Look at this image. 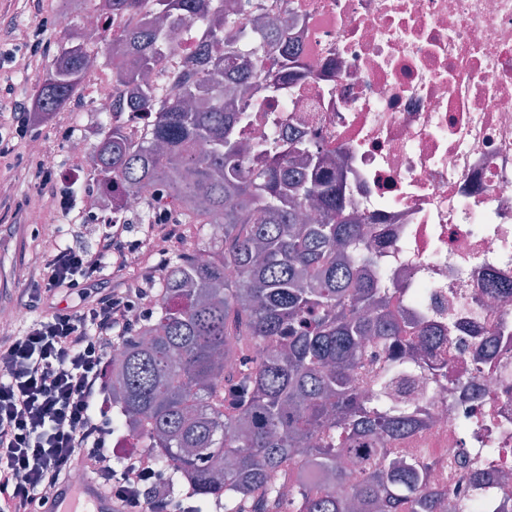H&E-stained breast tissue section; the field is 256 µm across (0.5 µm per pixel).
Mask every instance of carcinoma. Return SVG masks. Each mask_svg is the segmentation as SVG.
<instances>
[{
    "label": "carcinoma",
    "instance_id": "carcinoma-1",
    "mask_svg": "<svg viewBox=\"0 0 512 512\" xmlns=\"http://www.w3.org/2000/svg\"><path fill=\"white\" fill-rule=\"evenodd\" d=\"M92 12L146 13L151 20L100 40L118 44L106 55L123 87L122 112H152L140 142L121 125L98 128L93 180L112 194V210H126L125 193L163 187L180 223L207 238L202 248L164 262L156 314L113 350L114 426L138 427L172 462L171 484L186 483L199 497L224 496V512H438L441 492L425 480L427 465L403 457L392 441L423 420L397 399V385L426 369L408 355L433 342L420 322L395 310L398 289L371 269L364 225L349 214V189L324 172L323 159L305 139L289 153L299 167L268 153V141L245 148L235 135L246 120L235 107L254 81L276 90L280 78L229 51L187 59L163 93L144 79L173 50L170 19L183 13L212 42L241 25V11L215 0H83ZM91 43H62L31 100L47 116L83 88ZM224 74L206 87L199 71ZM209 142L205 154L198 141ZM311 199L321 222L298 223ZM239 271L235 280L224 269ZM387 367L369 393L360 370L372 352ZM239 360L227 372L224 361ZM497 449L480 452L474 480Z\"/></svg>",
    "mask_w": 512,
    "mask_h": 512
}]
</instances>
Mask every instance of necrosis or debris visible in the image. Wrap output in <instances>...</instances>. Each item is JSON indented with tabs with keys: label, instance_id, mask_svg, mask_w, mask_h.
<instances>
[{
	"label": "necrosis or debris",
	"instance_id": "necrosis-or-debris-1",
	"mask_svg": "<svg viewBox=\"0 0 512 512\" xmlns=\"http://www.w3.org/2000/svg\"><path fill=\"white\" fill-rule=\"evenodd\" d=\"M262 16L287 23L298 63L264 54L283 90L236 135L270 139L276 156L310 139L348 183L376 266L404 288V316L442 331L429 359L447 360L445 375L416 372L409 393L428 423L395 445L428 463L440 512H460L471 495L460 449L495 448L491 476L512 475V340L479 346L512 325V0H250L248 37L225 44L259 45ZM171 28L163 91L205 38L180 15ZM84 86L71 111L142 139L149 114L116 112L110 76L87 69Z\"/></svg>",
	"mask_w": 512,
	"mask_h": 512
}]
</instances>
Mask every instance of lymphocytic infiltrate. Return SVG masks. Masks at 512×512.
Returning a JSON list of instances; mask_svg holds the SVG:
<instances>
[{"mask_svg":"<svg viewBox=\"0 0 512 512\" xmlns=\"http://www.w3.org/2000/svg\"><path fill=\"white\" fill-rule=\"evenodd\" d=\"M139 246L123 224L106 225L96 249L44 244L17 295L33 318L0 336V512H49L44 489L58 490L81 471L97 478L125 512H167L168 478L155 458L105 463L112 448L106 369L112 350L150 315L153 276L82 305L49 306L59 290H76L120 272Z\"/></svg>","mask_w":512,"mask_h":512,"instance_id":"1","label":"lymphocytic infiltrate"}]
</instances>
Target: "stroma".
<instances>
[{"label":"stroma","mask_w":512,"mask_h":512,"mask_svg":"<svg viewBox=\"0 0 512 512\" xmlns=\"http://www.w3.org/2000/svg\"><path fill=\"white\" fill-rule=\"evenodd\" d=\"M65 8L64 0H43L42 11L38 16H31L21 8L16 11L15 19L19 29L28 30L38 26L43 29L33 56L38 71H45L62 41L61 35L52 26V19ZM68 118V113H55L50 120L37 125L30 138L20 139L13 154L0 158V184L10 188L8 205L0 208V308L15 307V297L25 285L26 267L30 261L39 257L42 250L40 238L32 237V228L27 224L29 213L38 212L46 224L61 227L63 234L60 241L64 244L94 248L104 230V221L88 215L81 197H74L69 209H59L48 196L38 194L23 177L24 166L36 158L35 153L29 150V144L34 139L41 141L45 152L55 155L59 174H67L79 165V158L63 151L62 141L57 134L58 127L66 124ZM155 264V259L147 258L141 264L120 273L104 270L97 281L84 285L82 295L62 292L57 294L56 300L72 305L81 300L91 301L110 288L136 287L142 275Z\"/></svg>","instance_id":"stroma-1"}]
</instances>
